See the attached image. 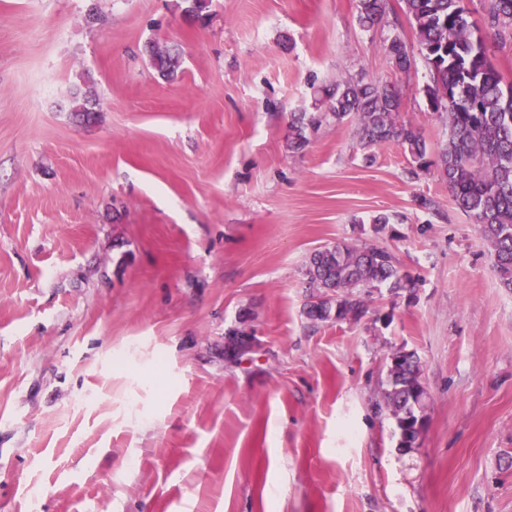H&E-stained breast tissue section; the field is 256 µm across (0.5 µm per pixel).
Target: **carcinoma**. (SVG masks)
<instances>
[{"label": "carcinoma", "mask_w": 512, "mask_h": 512, "mask_svg": "<svg viewBox=\"0 0 512 512\" xmlns=\"http://www.w3.org/2000/svg\"><path fill=\"white\" fill-rule=\"evenodd\" d=\"M405 13L415 27L417 50L432 71L426 94L430 104L450 96L453 105L444 111L448 143L429 159L420 128L399 120L400 92L393 85L345 79L324 88L330 115L336 121L355 123L365 149L396 143L418 169L437 165L448 183L457 207L479 226L487 241L494 269L504 287L512 288V84L504 91L503 77L491 58L483 35L471 20V0H403ZM388 0H359L358 23L364 29L381 24ZM485 26L499 39L512 38V0H489ZM384 50L402 71L411 66L413 50L396 33L384 40ZM150 64L166 81L181 69V54L152 43ZM68 111L76 117L98 116L99 102L89 91L77 90ZM321 115H291L289 147L302 149L307 130L319 126ZM305 276L318 293L308 304L312 321L358 320L367 310V297L382 285L392 291L412 286L395 255L374 245L336 242L309 257ZM421 365L413 353L404 363L389 368L384 401L397 421L416 412L411 386L420 381Z\"/></svg>", "instance_id": "1"}]
</instances>
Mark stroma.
Wrapping results in <instances>:
<instances>
[{"instance_id": "35a3bbf8", "label": "stroma", "mask_w": 512, "mask_h": 512, "mask_svg": "<svg viewBox=\"0 0 512 512\" xmlns=\"http://www.w3.org/2000/svg\"><path fill=\"white\" fill-rule=\"evenodd\" d=\"M389 5L366 30L358 0H212L203 26L186 0H0V512H512V290L436 168L395 143L365 163L326 114L324 86L391 84L447 143L426 62L383 48L416 41ZM150 42L183 50L176 80ZM295 112L324 115L298 151ZM335 242L414 288L309 320ZM232 330L254 349L227 356ZM399 351L428 393L406 451ZM387 55L395 62L402 71H407L411 66V57L413 50L408 49V45L399 33L387 37L383 43ZM68 111L75 117L96 118L100 112L99 102L90 91L76 90L69 98ZM404 363L396 366L390 365L387 389L384 391V401L390 413L398 422L416 412L411 386L421 382V365L414 353H403Z\"/></svg>"}]
</instances>
